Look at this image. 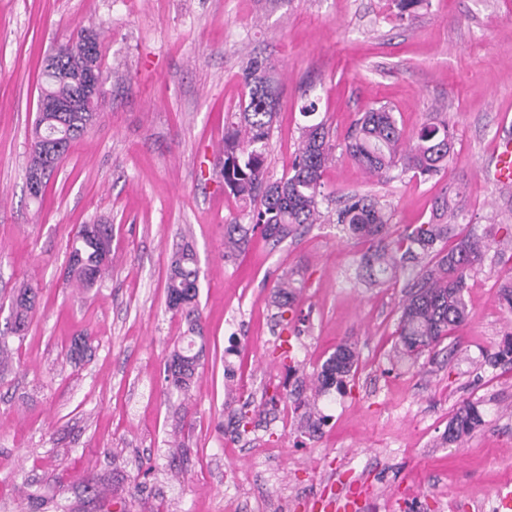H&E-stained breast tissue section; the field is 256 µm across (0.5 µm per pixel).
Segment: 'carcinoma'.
Listing matches in <instances>:
<instances>
[{
  "label": "carcinoma",
  "mask_w": 512,
  "mask_h": 512,
  "mask_svg": "<svg viewBox=\"0 0 512 512\" xmlns=\"http://www.w3.org/2000/svg\"><path fill=\"white\" fill-rule=\"evenodd\" d=\"M102 32L82 28L53 54L54 71L41 74V93L48 99L65 102L73 98L90 70L95 66L100 80L96 94L76 103L69 112H46L35 121L27 176H42L49 182L59 162H50L40 137L56 128L66 137V145L81 138L99 117L105 99V86L124 74L103 67L100 39ZM248 98L239 120L224 133L220 154L224 155V186L233 194L253 203L249 224L224 225V256L245 247L250 234L258 231L277 245L296 238L318 223L325 200L321 181L324 168L333 160L335 144L322 121L306 125L290 171L279 179L266 176V142L276 116L275 87L271 66L252 60L244 72ZM452 135L448 118L424 124L415 144L402 147L401 131L391 108L386 105L364 112L348 133L344 150L367 172L379 179L397 166L421 175H436L448 170ZM459 214L449 203L428 222L406 229L398 236L390 231L392 214L388 206L372 195L352 194L336 210V223L353 238L370 244L369 253L358 266L359 279L370 284L387 282L408 261L419 266L407 297L400 305L396 351L411 359L436 347L448 331L468 320L464 298L468 275L481 267L492 245L512 244V224L492 223L491 229L474 231L458 239L445 252L438 245L447 240L458 224ZM112 225L105 222L83 224L69 243L66 278L80 288H91L100 281L112 263ZM200 267L190 243L173 252L167 282L168 305L184 316L190 333H199ZM295 301L294 280L285 276L276 285L274 304L278 317L285 320ZM38 304V291L27 283L17 288L11 298V333L18 335L28 327ZM203 347L190 339L187 346L170 352L165 363V381L186 393L194 383ZM358 364L354 346L344 343L321 365L314 378L311 396L298 390L293 402L308 408L306 423L317 431L323 417L318 415L317 399L330 389H341ZM482 422L476 404L466 403L448 424L443 438L456 443Z\"/></svg>",
  "instance_id": "1"
}]
</instances>
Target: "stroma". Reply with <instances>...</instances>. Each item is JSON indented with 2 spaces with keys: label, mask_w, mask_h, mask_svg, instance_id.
I'll use <instances>...</instances> for the list:
<instances>
[{
  "label": "stroma",
  "mask_w": 512,
  "mask_h": 512,
  "mask_svg": "<svg viewBox=\"0 0 512 512\" xmlns=\"http://www.w3.org/2000/svg\"><path fill=\"white\" fill-rule=\"evenodd\" d=\"M91 24L104 28V67L127 79L107 84L100 118L38 202L26 157L41 63ZM251 58L276 80L270 177L288 172L315 94L336 146L322 177L334 199L381 197L395 234L428 222L445 196L463 216L458 235L497 214L512 220V190L485 173L497 138L512 134V0H429L402 16L391 0H0V331L15 285L39 289L0 368V512H37L33 491L64 512H98V490L128 512H317L353 486L360 512H389L391 496L390 512H479L512 483V364L486 360L512 334L498 299L511 266L492 256L468 277V321L413 365L393 356L412 272L361 284L368 246L335 213L276 246L253 235L225 257L224 226L247 223L249 208L225 191L219 149ZM382 104L409 142L447 113L446 174L380 181L344 153L353 122ZM99 219L112 226V269L79 290L65 278L68 240ZM185 239L199 259L204 356L183 394L164 366L189 340L166 293ZM297 270L304 286L285 328L271 295ZM80 336L92 349L70 358ZM343 342L358 371L320 399L327 421L309 434L289 395ZM466 400L483 423L445 443Z\"/></svg>",
  "instance_id": "35a3bbf8"
}]
</instances>
